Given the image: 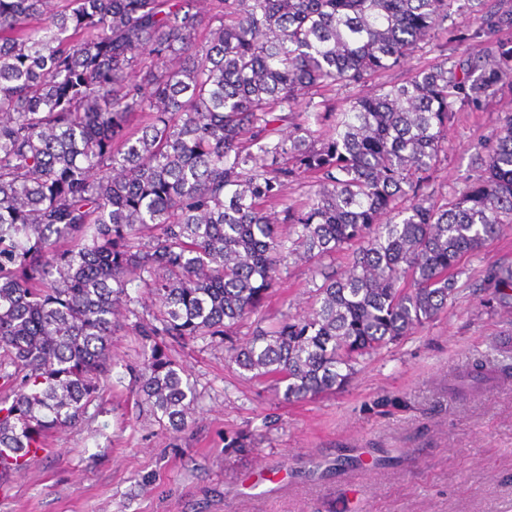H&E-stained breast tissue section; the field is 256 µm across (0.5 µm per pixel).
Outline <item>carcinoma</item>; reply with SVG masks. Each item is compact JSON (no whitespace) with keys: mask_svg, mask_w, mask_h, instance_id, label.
Masks as SVG:
<instances>
[{"mask_svg":"<svg viewBox=\"0 0 512 512\" xmlns=\"http://www.w3.org/2000/svg\"><path fill=\"white\" fill-rule=\"evenodd\" d=\"M194 2L0 0V465L13 475L95 399L131 275L156 306L134 335L226 337L288 261L346 255L341 273L318 270L306 315L229 349L300 402L435 319L462 260L512 224V114L463 192L427 191L455 106L512 84V40L382 83L323 123L327 93L406 62L458 0ZM480 22L512 29V10ZM304 94L322 101L297 113ZM301 177L317 189L285 197ZM489 278L507 297L512 267ZM135 383L185 430L183 368L154 349Z\"/></svg>","mask_w":512,"mask_h":512,"instance_id":"obj_1","label":"carcinoma"}]
</instances>
